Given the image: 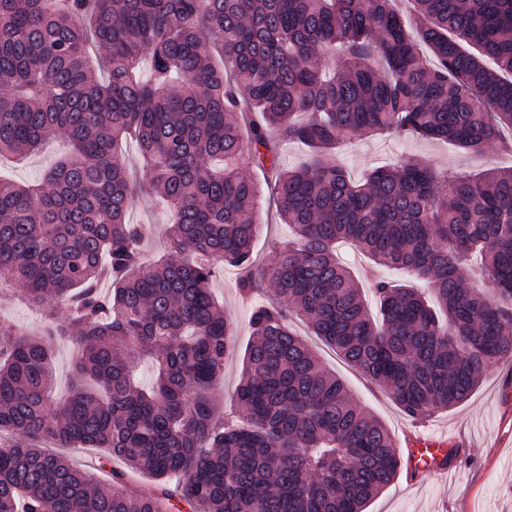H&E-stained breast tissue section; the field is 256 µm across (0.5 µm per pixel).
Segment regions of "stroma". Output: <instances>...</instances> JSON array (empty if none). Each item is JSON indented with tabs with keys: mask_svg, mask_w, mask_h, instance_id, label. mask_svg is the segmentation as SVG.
<instances>
[{
	"mask_svg": "<svg viewBox=\"0 0 512 512\" xmlns=\"http://www.w3.org/2000/svg\"><path fill=\"white\" fill-rule=\"evenodd\" d=\"M67 150L65 136L58 133L50 137L40 153L24 162L0 159V172L20 182H31ZM344 157L349 174L356 179L403 157L422 160L442 174L512 167V154L493 147L476 155L441 141L411 135L360 137L346 146ZM243 170L261 185L257 210L260 232L254 253L258 261L268 262L273 258L272 242L287 241L290 230L282 223L273 200L270 171L250 157L246 158ZM130 221L142 228L146 258L167 252L162 235L167 217L150 196L137 199ZM240 278V270L226 266L212 285L237 333L235 350L225 360L224 372L214 384L215 393L228 410L235 404L241 358L250 339V308L242 302L237 287ZM307 342L322 365L343 380L351 398L385 424L401 459H408L404 430L410 420L384 389L348 366L316 336H308ZM423 426L453 438L458 454L451 462V479L444 481L426 472L413 477L404 465L393 482L369 503L367 512H512V359L488 368L468 401L424 419Z\"/></svg>",
	"mask_w": 512,
	"mask_h": 512,
	"instance_id": "35a3bbf8",
	"label": "stroma"
}]
</instances>
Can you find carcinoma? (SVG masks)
<instances>
[{
    "mask_svg": "<svg viewBox=\"0 0 512 512\" xmlns=\"http://www.w3.org/2000/svg\"><path fill=\"white\" fill-rule=\"evenodd\" d=\"M395 2L0 0V156L70 142L38 181L0 180V286L64 311L42 336L0 321V512H172L171 481L190 512H365L401 458L291 317L412 420L512 357V169L441 176L408 158L355 183L341 158L383 133L512 152V0H411L409 17ZM270 130L308 148L300 166L262 152ZM128 135L137 187L115 151ZM247 155L269 162L294 232L265 265ZM140 192L173 214L177 259L144 261L126 222ZM340 240L425 280L436 305L378 280L372 317ZM222 265L242 294L274 296L251 311L230 420L210 395L234 348L211 292ZM55 336L79 348L57 403ZM53 444L107 448L163 487L129 495L125 472L105 483Z\"/></svg>",
    "mask_w": 512,
    "mask_h": 512,
    "instance_id": "carcinoma-1",
    "label": "carcinoma"
}]
</instances>
